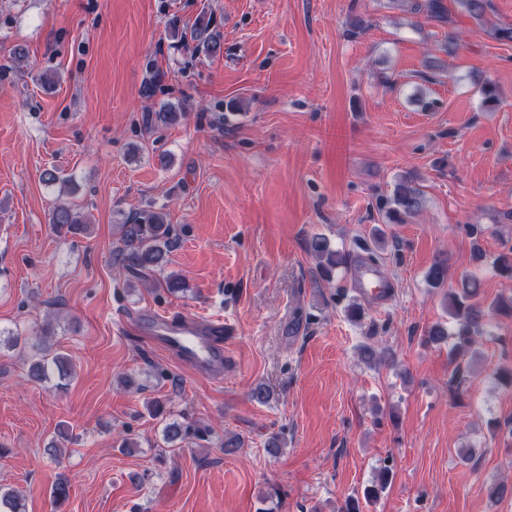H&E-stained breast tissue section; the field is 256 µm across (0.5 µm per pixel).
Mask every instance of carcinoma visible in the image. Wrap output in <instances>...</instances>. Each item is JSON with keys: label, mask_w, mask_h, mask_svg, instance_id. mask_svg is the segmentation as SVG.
<instances>
[{"label": "carcinoma", "mask_w": 512, "mask_h": 512, "mask_svg": "<svg viewBox=\"0 0 512 512\" xmlns=\"http://www.w3.org/2000/svg\"><path fill=\"white\" fill-rule=\"evenodd\" d=\"M411 13L436 18L441 11L440 0H405ZM460 6L478 20L483 19L490 8L489 0H458ZM371 26L370 19L361 14L352 17L346 35L357 38ZM191 39L196 42L195 48L210 56L223 53L221 35L215 29L212 14L203 10L196 18ZM181 112L170 106L150 111L147 122L152 127H166L176 124ZM422 207V191L415 179L403 175L396 181L393 191L381 195L377 199V209L384 212L393 224H405L417 216ZM52 224L57 233H80L87 231V225L71 206L61 205L52 214ZM123 248L118 250L123 265L134 273L159 268L166 262L167 253L173 245L172 227L166 221V214L145 209L129 222L120 225ZM309 251L320 260V271L324 278L333 277L340 267H347L349 255L330 248L328 240L320 235H313L308 242ZM493 265L503 276L512 277V249L498 253ZM448 278V266L443 261L435 262L428 270L426 279L434 288L444 287ZM479 284L477 280L466 277L460 290H449L444 293V302L451 318L456 322L455 331L448 332L447 326L437 322L429 326L424 335L429 343H445L448 336H453L451 351L456 355L474 350L479 339L488 334L487 327L493 318L512 311V300L499 298L488 306L473 301ZM31 364L28 377L34 381L44 382L55 377L57 387L73 377L71 360L60 353L56 344L44 338L32 346ZM207 431L189 423H169L165 427L166 441L172 443L179 438H203ZM0 512H26L25 496L15 488L0 487Z\"/></svg>", "instance_id": "obj_1"}]
</instances>
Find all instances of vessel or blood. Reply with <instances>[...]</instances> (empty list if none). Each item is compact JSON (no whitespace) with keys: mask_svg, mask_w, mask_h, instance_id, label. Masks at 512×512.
I'll return each instance as SVG.
<instances>
[{"mask_svg":"<svg viewBox=\"0 0 512 512\" xmlns=\"http://www.w3.org/2000/svg\"><path fill=\"white\" fill-rule=\"evenodd\" d=\"M357 291L366 300L378 303L389 298L392 288L375 268L367 266L358 274ZM139 325L154 344L192 372L208 378L223 377V318L155 313L140 317Z\"/></svg>","mask_w":512,"mask_h":512,"instance_id":"b4317fda","label":"vessel or blood"}]
</instances>
